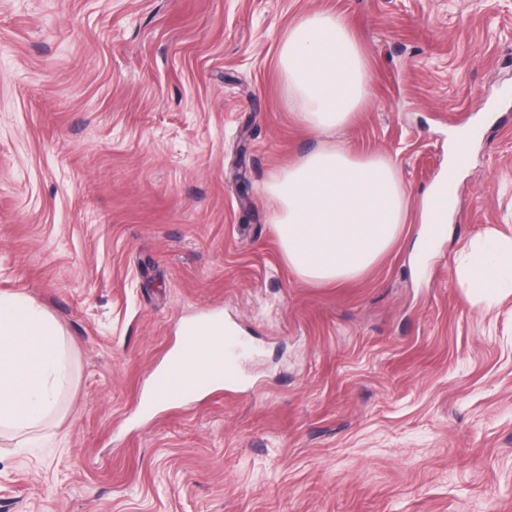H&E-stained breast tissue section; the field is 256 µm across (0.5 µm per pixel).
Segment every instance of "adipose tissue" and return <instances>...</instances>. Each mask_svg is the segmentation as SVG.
<instances>
[{"instance_id": "1", "label": "adipose tissue", "mask_w": 512, "mask_h": 512, "mask_svg": "<svg viewBox=\"0 0 512 512\" xmlns=\"http://www.w3.org/2000/svg\"><path fill=\"white\" fill-rule=\"evenodd\" d=\"M282 76L301 103L306 127L329 134L349 126L370 95L360 44L342 15L320 12L292 25L280 44ZM451 153L441 179L423 195L421 221H450L444 189L466 167L472 136L449 134ZM278 203L274 224L289 267L320 283L361 276L396 242L408 218L407 194L386 156L319 148L281 170L265 186ZM466 295L490 303L512 293V238L485 233L467 243L454 268ZM211 333L181 341L165 365L184 381L223 362ZM71 382L63 333L54 317L31 300L0 293V429L37 430L56 411Z\"/></svg>"}]
</instances>
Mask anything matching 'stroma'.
I'll use <instances>...</instances> for the list:
<instances>
[{"label":"stroma","mask_w":512,"mask_h":512,"mask_svg":"<svg viewBox=\"0 0 512 512\" xmlns=\"http://www.w3.org/2000/svg\"><path fill=\"white\" fill-rule=\"evenodd\" d=\"M324 10L371 78L333 140L390 157L411 215L336 284L288 266L262 190L325 141L278 60ZM488 230L512 237V0H0V292L55 317L72 375L34 441L0 437V512H512V296L453 274ZM214 316L237 388L147 405ZM472 136L468 130L452 131L449 133L451 153L448 169L441 179L430 186L423 195L421 224H449L450 215L448 207L454 208L456 198L451 189H448V206L444 197V189L448 183H453L459 171L466 167L471 150Z\"/></svg>","instance_id":"35a3bbf8"}]
</instances>
